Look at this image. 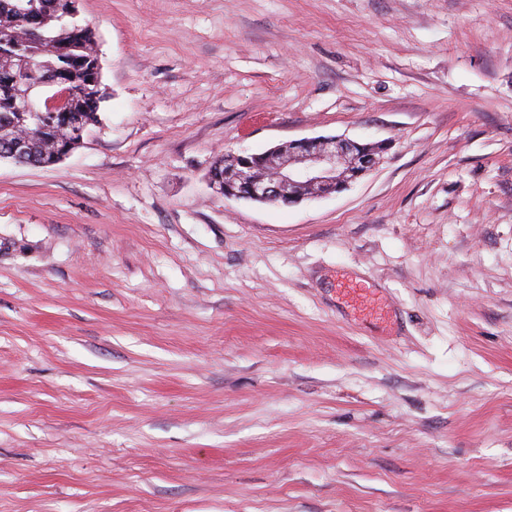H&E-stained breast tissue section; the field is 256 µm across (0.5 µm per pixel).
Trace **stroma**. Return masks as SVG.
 I'll return each instance as SVG.
<instances>
[{
	"label": "stroma",
	"mask_w": 512,
	"mask_h": 512,
	"mask_svg": "<svg viewBox=\"0 0 512 512\" xmlns=\"http://www.w3.org/2000/svg\"><path fill=\"white\" fill-rule=\"evenodd\" d=\"M106 100L0 161V512H512V0H79ZM386 144L229 200L225 155ZM363 145L320 136L288 141L260 154H231L215 166L224 173L211 177L210 185L226 198L260 203L289 205L320 197L344 190L375 168L380 159L365 154Z\"/></svg>",
	"instance_id": "1"
}]
</instances>
